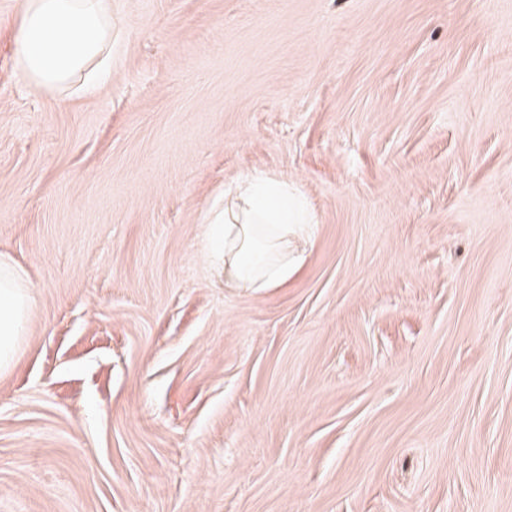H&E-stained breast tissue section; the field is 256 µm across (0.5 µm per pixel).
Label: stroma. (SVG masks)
Here are the masks:
<instances>
[{
    "instance_id": "35a3bbf8",
    "label": "stroma",
    "mask_w": 512,
    "mask_h": 512,
    "mask_svg": "<svg viewBox=\"0 0 512 512\" xmlns=\"http://www.w3.org/2000/svg\"><path fill=\"white\" fill-rule=\"evenodd\" d=\"M111 4L68 95L0 0V512H512V0ZM255 169L316 227L245 298L205 217ZM33 300L27 273L0 255V373L14 365Z\"/></svg>"
}]
</instances>
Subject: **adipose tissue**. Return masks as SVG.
<instances>
[{
    "label": "adipose tissue",
    "mask_w": 512,
    "mask_h": 512,
    "mask_svg": "<svg viewBox=\"0 0 512 512\" xmlns=\"http://www.w3.org/2000/svg\"><path fill=\"white\" fill-rule=\"evenodd\" d=\"M112 13L107 0H21L14 34L17 75L60 91L84 72L112 75ZM314 224L287 181L255 170L240 175L207 219V257L224 285L254 297L282 287L301 268L299 244ZM33 303L26 272L0 255V373L9 371Z\"/></svg>",
    "instance_id": "obj_1"
}]
</instances>
